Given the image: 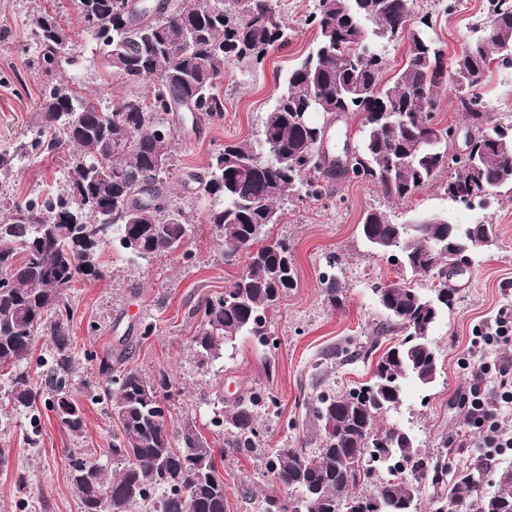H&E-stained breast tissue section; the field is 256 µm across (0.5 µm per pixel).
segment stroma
I'll list each match as a JSON object with an SVG mask.
<instances>
[{
	"instance_id": "1",
	"label": "stroma",
	"mask_w": 512,
	"mask_h": 512,
	"mask_svg": "<svg viewBox=\"0 0 512 512\" xmlns=\"http://www.w3.org/2000/svg\"><path fill=\"white\" fill-rule=\"evenodd\" d=\"M277 3L291 29L288 46L254 67L230 63L222 85L223 119L176 129L175 166L167 188L173 202L191 209L196 219L183 248L156 260L134 261L120 245H106L99 258L101 275L77 278L65 292L78 361L69 393L84 409L83 438L68 436L46 405L34 411L13 408L7 386L0 383V512H80L70 480L71 454L79 448L109 462L108 450L120 434L110 408L90 399L105 387L98 368L112 352H126V367L168 375L170 386L161 396L171 418L196 419L213 447L224 441L211 426L214 413L251 392L265 401L259 415L263 447L314 449L319 430L307 411L308 398L367 382L373 364L358 357L360 346L377 338L386 347L398 338L394 332L382 333L385 315L372 293L374 283L395 280L397 268L374 253L359 232L364 213L373 208L399 224L431 216L463 227L496 224V246L473 255L465 272L448 279L456 290L454 304L432 330L441 366L437 381L428 388L406 384L402 404L381 422L410 430L427 455L447 456L450 469L479 471L484 491L494 492L500 472L512 466L510 451L484 463L479 435L466 428L463 407L470 367L479 356L512 360V343L482 352L470 344L477 328L497 316H512V193L504 189L490 207L469 208L449 199L436 182L396 203L375 184L335 179L324 182L320 198L288 202L270 235L288 240L296 284L269 320L272 344L259 347L243 337L232 356L218 358L208 370L196 368L190 347L201 319L199 306L223 294L248 258L225 264L212 225L202 221L211 201L191 194L185 181L202 172L225 144L258 138L290 68L314 48L316 32L303 18L315 0ZM417 5L432 18L428 36L443 50L447 66L479 35L489 8L488 0H417ZM43 11L58 14L73 29L81 27L73 0H0V153L14 151L30 135L36 103L49 84L92 86L103 103L130 91L121 81L101 80L96 46L81 34L74 48L80 67L47 73L34 66L29 20ZM479 91L493 121L512 125V68L491 63ZM65 164L62 157H41L9 177L0 176V200L45 197L62 184ZM332 252L343 268L344 305L339 309L327 303L322 284ZM148 325L153 328L149 334L144 331ZM222 474L226 512H260L264 495L282 492L262 455L226 452Z\"/></svg>"
}]
</instances>
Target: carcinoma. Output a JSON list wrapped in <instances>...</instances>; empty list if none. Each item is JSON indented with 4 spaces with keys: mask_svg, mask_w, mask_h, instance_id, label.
<instances>
[{
    "mask_svg": "<svg viewBox=\"0 0 512 512\" xmlns=\"http://www.w3.org/2000/svg\"><path fill=\"white\" fill-rule=\"evenodd\" d=\"M79 13L92 9L99 26L83 28L98 48L105 73L137 91L106 108L88 93L58 84L44 90L35 112L36 131L13 153L0 154V175L14 172L24 159L66 153L65 191L43 201L0 206V271L11 286L0 289V377H7L17 408H36L41 394L27 372L38 337L52 348L55 389L45 399L69 435L84 432L82 408L70 397L67 378L74 367L69 333L70 310L64 291L82 275L86 252L99 255L112 239L83 235L85 224L121 231V243L141 259L178 251L194 217L172 204L163 179L172 164L175 133L158 129L171 117L194 114L224 118L219 81L232 61L263 62L273 45H288V23L273 0H76ZM418 17L413 28L406 17ZM304 23L316 30L315 49L288 73L275 106L262 121L257 140L226 144L211 156L206 172L191 175L195 192L214 205L205 221L214 226L222 247L248 253L242 274L224 294L206 299L192 340L196 367L205 368L237 340L249 336L261 346L268 320L279 300L294 287L291 248L285 239H267L268 227L281 220L280 203L322 196L321 181L342 176L382 188L394 201L408 200L443 172V193L471 203L487 190L512 191V151L474 167L451 156L448 135L429 137L435 123L436 88L448 77L465 112L472 148L492 142L512 147V127L493 122L476 92L490 63L512 62V0H489L483 38L469 41L450 70L443 68L435 44L425 34L429 15H418L416 0H317ZM397 36L408 41V56L390 78L379 49ZM33 61L50 73L77 64L73 33L47 12L31 19ZM309 117L298 123L300 110ZM360 117L358 154L349 166L313 155L327 138L321 115L332 121ZM361 235L377 253L392 244L405 247L401 268L437 280L429 298L407 276L373 289L386 315V328L401 333L376 360L371 379L345 392L321 393L307 402L320 426L317 448H278L268 459L273 479L288 496L267 495L261 512H420L411 479L432 469L428 492L434 512H512V469L500 474L498 489L483 492L469 471H458L448 486L440 460L429 462L420 445L396 425L379 417L402 403L410 379L431 386L439 374V356L431 336L409 340L408 328L432 329L454 302L448 288V257L479 239L485 247L497 238L496 225L465 228L438 217L417 224H396L380 210L367 212ZM330 274L322 275L328 303L343 307L342 268L331 255ZM123 354L99 366L105 397L120 424L108 454L121 462L112 470L89 458L72 462L71 481L80 512H225L224 478L212 448L196 422L173 423L160 399L170 386L158 377L122 366ZM259 398L240 397L221 411L212 426L224 433L225 447L243 455L263 452L257 427Z\"/></svg>",
    "mask_w": 512,
    "mask_h": 512,
    "instance_id": "cac0c4a2",
    "label": "carcinoma"
}]
</instances>
